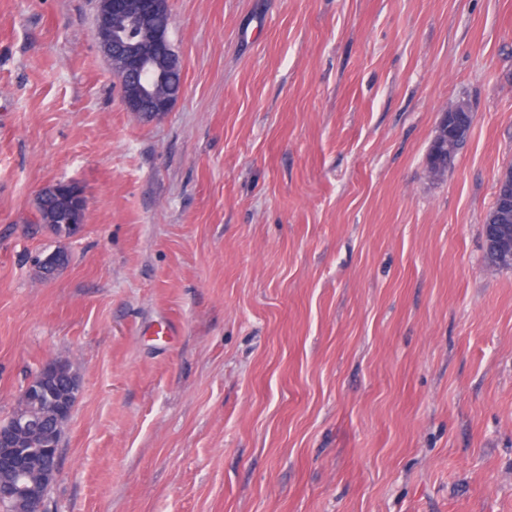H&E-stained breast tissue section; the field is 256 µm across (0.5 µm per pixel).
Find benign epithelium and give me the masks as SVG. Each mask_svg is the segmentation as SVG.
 Listing matches in <instances>:
<instances>
[{
    "mask_svg": "<svg viewBox=\"0 0 512 512\" xmlns=\"http://www.w3.org/2000/svg\"><path fill=\"white\" fill-rule=\"evenodd\" d=\"M166 10L168 0H107L101 23L105 29H112V15L117 13L124 17L129 26L143 27L156 23ZM101 47L120 82L132 84L138 89L135 97L126 101L129 108L147 119L158 118L171 110L180 98L183 86L173 88L163 97H157L152 88L139 80V74L145 70L162 75L157 65L159 60H168L170 69L181 66L179 56L162 29L155 28L153 39L147 46L131 42L125 32L117 31L112 37L102 39ZM447 137L448 112L445 111L441 113L436 127L431 154L438 152L439 147L447 142ZM486 247L496 253L500 265L512 263V239L508 236L491 235L487 237ZM37 428L38 425L24 416L16 417L7 430L0 428V468L7 466L18 473V485L13 496L9 497L7 512H13L16 505L22 507L23 512H45V501L40 489L53 483L58 474L57 466L51 461L53 449H42L40 460L33 464L19 451L23 438Z\"/></svg>",
    "mask_w": 512,
    "mask_h": 512,
    "instance_id": "obj_1",
    "label": "benign epithelium"
}]
</instances>
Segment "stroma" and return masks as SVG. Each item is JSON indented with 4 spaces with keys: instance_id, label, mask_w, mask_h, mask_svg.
I'll return each mask as SVG.
<instances>
[{
    "instance_id": "stroma-1",
    "label": "stroma",
    "mask_w": 512,
    "mask_h": 512,
    "mask_svg": "<svg viewBox=\"0 0 512 512\" xmlns=\"http://www.w3.org/2000/svg\"><path fill=\"white\" fill-rule=\"evenodd\" d=\"M169 8L184 93L149 121L98 0H0V419L55 357L81 379L46 512H512V269L483 249L512 0ZM56 182L87 197L69 238L36 219Z\"/></svg>"
}]
</instances>
